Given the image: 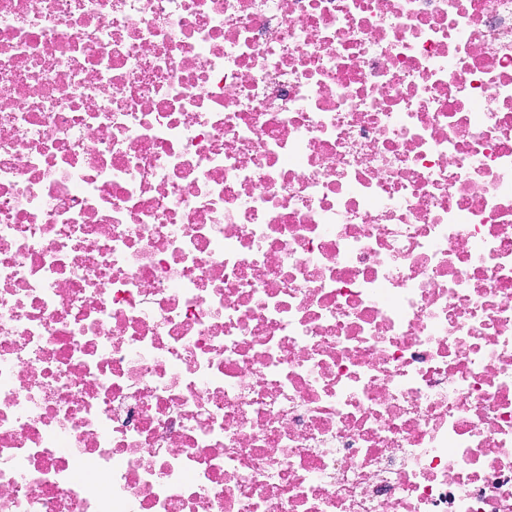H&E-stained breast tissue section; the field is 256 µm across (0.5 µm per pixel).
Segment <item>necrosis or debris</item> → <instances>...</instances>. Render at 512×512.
I'll use <instances>...</instances> for the list:
<instances>
[{
    "instance_id": "obj_1",
    "label": "necrosis or debris",
    "mask_w": 512,
    "mask_h": 512,
    "mask_svg": "<svg viewBox=\"0 0 512 512\" xmlns=\"http://www.w3.org/2000/svg\"><path fill=\"white\" fill-rule=\"evenodd\" d=\"M0 512H512V0H0Z\"/></svg>"
}]
</instances>
